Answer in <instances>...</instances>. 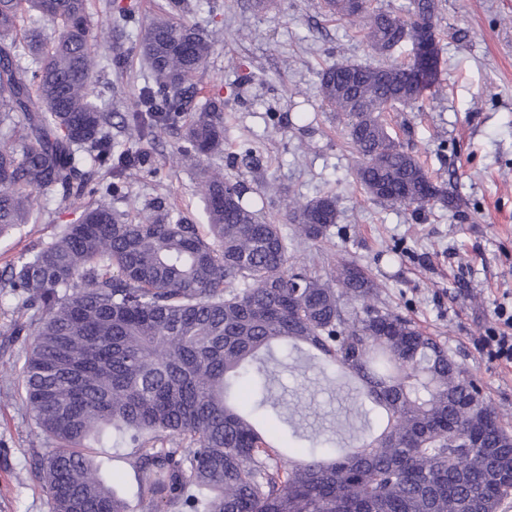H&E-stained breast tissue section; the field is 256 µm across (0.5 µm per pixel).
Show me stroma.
Listing matches in <instances>:
<instances>
[{
	"label": "stroma",
	"mask_w": 512,
	"mask_h": 512,
	"mask_svg": "<svg viewBox=\"0 0 512 512\" xmlns=\"http://www.w3.org/2000/svg\"><path fill=\"white\" fill-rule=\"evenodd\" d=\"M320 0H201L187 19L212 43L204 85L223 89L228 129L219 164L224 175L264 193V213L288 235L298 263L326 275L345 255L367 266L386 307L414 321L444 343L449 354L480 381L489 401L512 414V366L492 359L480 338L496 324L498 307L512 309V0H439V93L424 111L399 109L386 119L406 147L419 155L433 179L463 204L416 212L371 199L352 172L357 157L345 125L325 111L319 90L322 68L338 60L376 65L381 56L355 25L326 18ZM125 61L94 79L99 101L112 114L118 149L151 155L148 169L132 172L117 211L135 217L147 206L177 208L203 221L193 161L179 153L178 128L139 139L124 123V103L147 81L133 39L123 42ZM317 115L295 124V107ZM336 196L337 221L319 243L294 238L283 199ZM38 224H23L0 237V271L37 251L72 222L49 194L37 196ZM15 315L0 302V367L21 368L25 336L12 335ZM295 369L280 373L275 389L301 434L333 427L345 404L336 387L298 354ZM49 443L22 396L20 376L0 379V512H50L31 473ZM96 454L137 506L136 448L120 439Z\"/></svg>",
	"instance_id": "35a3bbf8"
}]
</instances>
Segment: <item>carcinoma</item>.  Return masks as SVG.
<instances>
[{
	"label": "carcinoma",
	"instance_id": "cac0c4a2",
	"mask_svg": "<svg viewBox=\"0 0 512 512\" xmlns=\"http://www.w3.org/2000/svg\"><path fill=\"white\" fill-rule=\"evenodd\" d=\"M102 0L107 35L135 24L133 5ZM354 15L323 0L326 17L360 18L371 48L427 45L414 64L338 61L320 73L329 110L346 119L359 161L354 179L373 199L420 212L445 199L383 113L423 110L440 86L437 0ZM167 0L139 27L150 81L127 118L141 138L194 111L183 139L197 156L224 154L220 90L194 83L211 42ZM56 32L42 40L38 22ZM91 0H0V236L37 220L35 194L69 208L90 169L113 181L149 159L119 151L93 79L102 65ZM205 230L172 209L128 220L102 201L4 274L17 300L15 332L31 337L21 368L25 402L52 448L34 476L51 512H131L95 463L92 443L119 432L138 448L142 512H498L512 493V426L436 338L379 302L367 266L336 259L323 278L290 265L288 238L258 202L214 166L199 170ZM301 238L336 224V197L285 202ZM314 350L331 383L357 381L347 411L381 423L356 442L333 432L291 456L258 432L283 421L274 349ZM250 387L252 407L239 397ZM479 448H454L459 433Z\"/></svg>",
	"mask_w": 512,
	"mask_h": 512
}]
</instances>
